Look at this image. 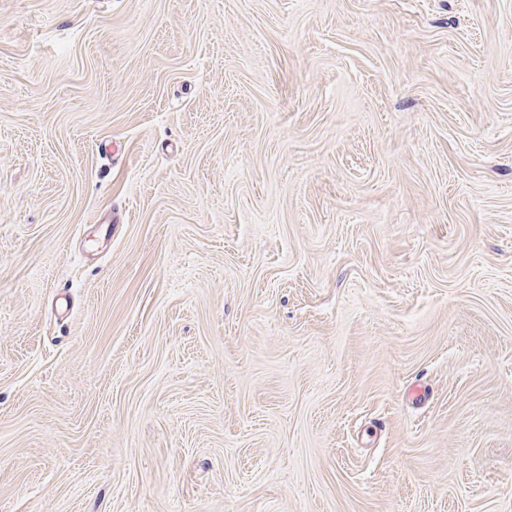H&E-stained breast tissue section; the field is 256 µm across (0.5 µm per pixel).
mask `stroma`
Returning <instances> with one entry per match:
<instances>
[{"label":"stroma","mask_w":512,"mask_h":512,"mask_svg":"<svg viewBox=\"0 0 512 512\" xmlns=\"http://www.w3.org/2000/svg\"><path fill=\"white\" fill-rule=\"evenodd\" d=\"M0 512H512V0H0Z\"/></svg>","instance_id":"stroma-1"}]
</instances>
